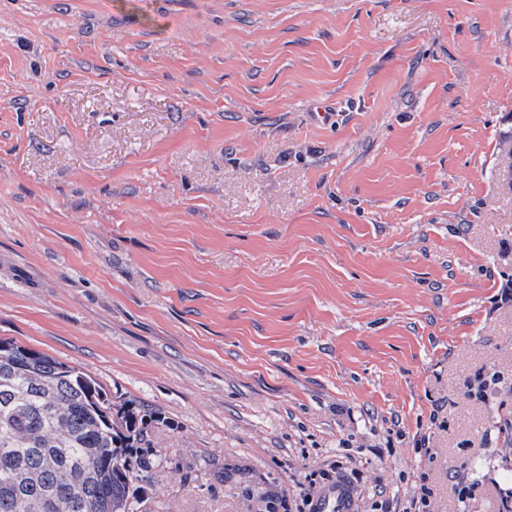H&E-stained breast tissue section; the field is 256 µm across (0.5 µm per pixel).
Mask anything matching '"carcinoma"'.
<instances>
[{"mask_svg": "<svg viewBox=\"0 0 512 512\" xmlns=\"http://www.w3.org/2000/svg\"><path fill=\"white\" fill-rule=\"evenodd\" d=\"M163 419L91 376L0 339V512H135Z\"/></svg>", "mask_w": 512, "mask_h": 512, "instance_id": "cac0c4a2", "label": "carcinoma"}]
</instances>
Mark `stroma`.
Listing matches in <instances>:
<instances>
[{
    "instance_id": "obj_1",
    "label": "stroma",
    "mask_w": 512,
    "mask_h": 512,
    "mask_svg": "<svg viewBox=\"0 0 512 512\" xmlns=\"http://www.w3.org/2000/svg\"><path fill=\"white\" fill-rule=\"evenodd\" d=\"M510 141L512 0H0V338L160 410L149 512H498ZM419 491L413 495L407 505L401 510L402 512H428L431 504V489L427 485L428 477L423 472L419 477ZM315 512H354L353 492L344 484L325 489L314 501Z\"/></svg>"
}]
</instances>
